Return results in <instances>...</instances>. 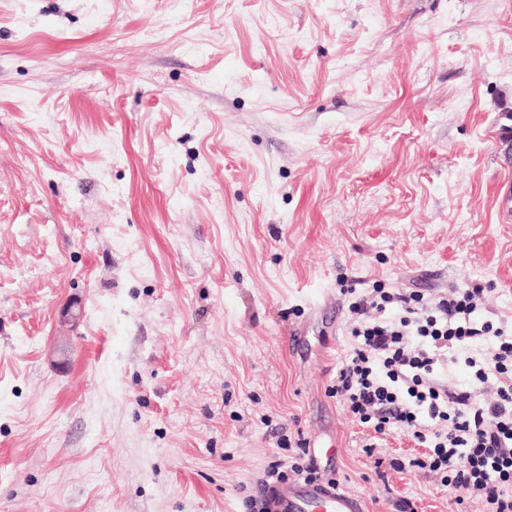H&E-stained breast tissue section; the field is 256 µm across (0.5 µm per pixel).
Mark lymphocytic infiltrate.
Returning a JSON list of instances; mask_svg holds the SVG:
<instances>
[{
    "label": "lymphocytic infiltrate",
    "mask_w": 512,
    "mask_h": 512,
    "mask_svg": "<svg viewBox=\"0 0 512 512\" xmlns=\"http://www.w3.org/2000/svg\"><path fill=\"white\" fill-rule=\"evenodd\" d=\"M483 294L475 284L428 300L377 287L359 296L349 306L352 349L332 392L375 434L412 431L426 451L407 464L435 473L456 502L473 494L485 512H512V332L472 320ZM486 335L492 346L472 351ZM450 361L468 369L467 387L435 379ZM491 380L495 399H481Z\"/></svg>",
    "instance_id": "f902f5d3"
}]
</instances>
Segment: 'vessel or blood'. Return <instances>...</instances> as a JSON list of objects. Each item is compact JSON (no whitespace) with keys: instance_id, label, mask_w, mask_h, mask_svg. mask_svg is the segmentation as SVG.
<instances>
[{"instance_id":"vessel-or-blood-1","label":"vessel or blood","mask_w":512,"mask_h":512,"mask_svg":"<svg viewBox=\"0 0 512 512\" xmlns=\"http://www.w3.org/2000/svg\"><path fill=\"white\" fill-rule=\"evenodd\" d=\"M266 498L269 512H365L360 497L332 480L280 485Z\"/></svg>"}]
</instances>
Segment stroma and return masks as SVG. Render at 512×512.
<instances>
[{"mask_svg":"<svg viewBox=\"0 0 512 512\" xmlns=\"http://www.w3.org/2000/svg\"><path fill=\"white\" fill-rule=\"evenodd\" d=\"M511 111L512 0H0V512H249L303 443L482 512L330 388L353 291L512 319Z\"/></svg>","mask_w":512,"mask_h":512,"instance_id":"stroma-1","label":"stroma"}]
</instances>
